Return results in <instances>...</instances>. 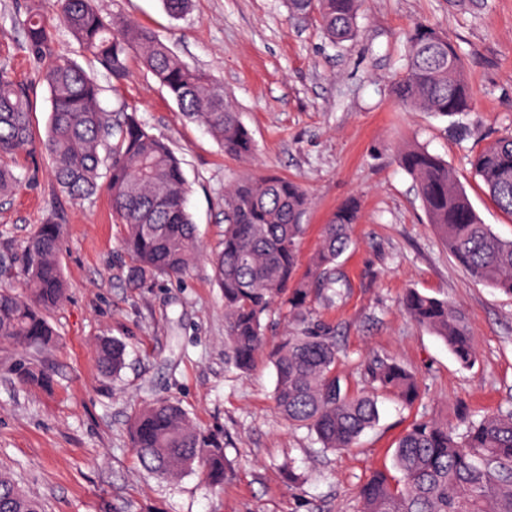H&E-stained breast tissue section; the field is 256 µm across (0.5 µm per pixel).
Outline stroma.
<instances>
[{
	"label": "stroma",
	"mask_w": 512,
	"mask_h": 512,
	"mask_svg": "<svg viewBox=\"0 0 512 512\" xmlns=\"http://www.w3.org/2000/svg\"><path fill=\"white\" fill-rule=\"evenodd\" d=\"M92 5L149 28L223 84L257 153L250 161L225 156L205 127L183 117L138 54L116 80L79 56L70 33L57 27L56 53L75 58L102 85V108L136 110L181 159L190 185L202 256L181 278L130 284L123 230L112 220L107 191L74 200L51 176L43 65L25 49L24 0H0V67L28 89L38 141L20 159L16 190L0 200V252L17 249L48 219L63 227L58 259L67 291L49 314L59 339L38 357L52 387L20 380V351L0 345V469L10 470L44 512H358L360 486L372 471L391 467L399 439L415 422L435 417L457 429L459 410L478 419L512 409V296L475 280L449 255L400 163L411 145L440 155L482 221L512 239V217L486 195L468 161L512 133V0H365L357 39L339 47L291 15L283 0H190L178 19L161 0ZM415 21L456 47L474 91L469 115L407 112L395 101L402 33ZM245 173L306 188L304 265L336 208L351 198L360 206L353 243L341 258L348 286L334 305L311 301L308 320L335 332L349 391L365 389L357 366L379 355L413 371L420 396L410 405L384 399L378 423L349 452L322 451L314 434L288 424L274 401L267 357L246 375L226 363L224 299L209 256L224 235V190ZM410 288L465 312L474 366L460 367L439 337L403 312ZM103 336L126 346V364L114 377L96 358ZM157 398L179 402L220 442L228 460L223 487L210 486L198 469L164 481L141 467L128 423L135 407ZM288 465L296 483L284 473Z\"/></svg>",
	"instance_id": "35a3bbf8"
}]
</instances>
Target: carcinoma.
<instances>
[{
  "mask_svg": "<svg viewBox=\"0 0 512 512\" xmlns=\"http://www.w3.org/2000/svg\"><path fill=\"white\" fill-rule=\"evenodd\" d=\"M362 2L285 0L291 14L315 22L334 45L357 37ZM49 9L80 52L116 79L126 75L130 53L137 51L182 115L205 126L225 155L251 159L253 136L224 97V87L182 61L148 28L104 15L90 0H32L26 8V49L46 62L50 114L44 145L58 186L73 199L89 198L101 187L108 192L114 221L124 228L121 248L129 260L130 283L180 277L202 252L181 161L135 110L122 104L113 116L104 112L97 82L75 61L55 55ZM403 36L404 71L392 84L398 104L446 117L471 111L473 92L447 37L422 21L411 23ZM30 115L28 91L0 69L1 198L18 183L9 162L35 142ZM400 160L448 253L474 279L512 295V240L499 238L480 221L448 162L423 147L403 150ZM470 165L491 201L512 217V134L473 155ZM309 204L300 183L275 175L242 177L224 192V239L213 267L224 294L225 358L242 373L252 371L266 347V319L276 305L288 304L304 322L311 293L332 304L347 286L339 259L352 243L359 205L349 199L336 208L300 276L301 218ZM60 241L61 226L49 220L21 252L0 256L1 345L41 354L55 344L48 313L65 293L57 260ZM402 304L417 325L444 341L461 366L475 363L473 336L461 309L416 289ZM97 358L105 374L115 375L125 365V347L103 337ZM269 359L278 409L289 423L314 434L326 451L345 452L357 444L379 419V397L392 395L406 404L419 398L415 376L398 360L381 356L363 364L369 390H344L336 338L318 324L285 334ZM15 371L26 383H50L47 371L31 362ZM129 434L140 462L157 478H177L197 464L209 482L224 483L227 461L221 446L203 435L177 402L142 405L130 419ZM394 468L399 476L377 470L361 486L359 512H512V410L471 421L461 433L446 421L421 420L400 438ZM0 512H42L40 502L2 469Z\"/></svg>",
  "mask_w": 512,
  "mask_h": 512,
  "instance_id": "1",
  "label": "carcinoma"
}]
</instances>
